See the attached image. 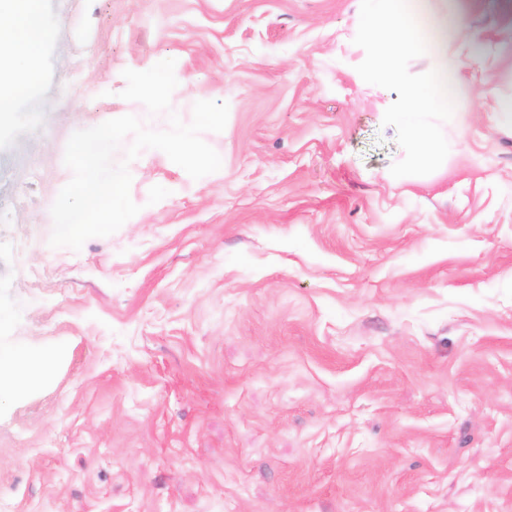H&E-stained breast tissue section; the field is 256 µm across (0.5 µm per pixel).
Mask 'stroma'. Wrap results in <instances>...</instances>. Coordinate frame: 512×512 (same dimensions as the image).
Masks as SVG:
<instances>
[{
	"label": "stroma",
	"instance_id": "1",
	"mask_svg": "<svg viewBox=\"0 0 512 512\" xmlns=\"http://www.w3.org/2000/svg\"><path fill=\"white\" fill-rule=\"evenodd\" d=\"M53 35L0 115V341L58 352L0 401V512H512V0L457 153L401 172L360 90L352 0H41ZM175 60L172 112L227 103L221 168L128 161L139 212L80 251L50 208L70 135ZM171 112V113H172Z\"/></svg>",
	"mask_w": 512,
	"mask_h": 512
}]
</instances>
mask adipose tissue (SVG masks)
<instances>
[{"instance_id":"adipose-tissue-1","label":"adipose tissue","mask_w":512,"mask_h":512,"mask_svg":"<svg viewBox=\"0 0 512 512\" xmlns=\"http://www.w3.org/2000/svg\"><path fill=\"white\" fill-rule=\"evenodd\" d=\"M349 47L360 55L361 83L380 117L406 135L412 166L435 171L454 147L448 124L461 110L458 90L479 55L462 54L469 0H355ZM39 0H0V86L25 91L51 29L39 19ZM421 64L417 76L409 69ZM51 358L0 343V399L39 381Z\"/></svg>"}]
</instances>
